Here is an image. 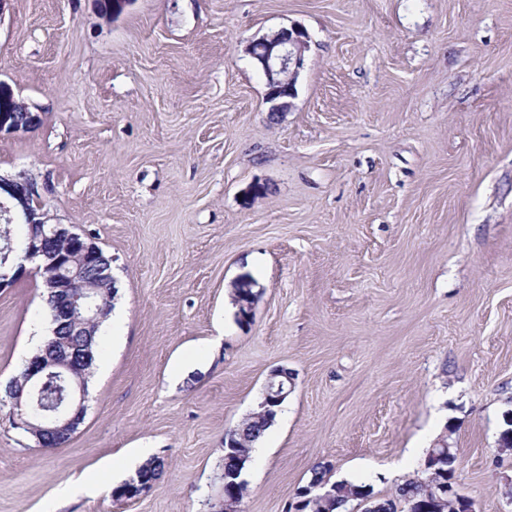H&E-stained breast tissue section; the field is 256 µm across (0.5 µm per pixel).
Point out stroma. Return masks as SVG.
<instances>
[{"label":"stroma","mask_w":512,"mask_h":512,"mask_svg":"<svg viewBox=\"0 0 512 512\" xmlns=\"http://www.w3.org/2000/svg\"><path fill=\"white\" fill-rule=\"evenodd\" d=\"M294 24L274 119L245 48ZM0 91L39 116L0 133V173L44 184L118 287L71 439L0 408V512H211L276 367L295 387L242 512H287L321 463L392 497L443 436L477 512H512V0H9ZM48 333L38 274L0 291L1 383ZM139 448L165 473L116 500Z\"/></svg>","instance_id":"stroma-1"}]
</instances>
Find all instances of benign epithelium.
Listing matches in <instances>:
<instances>
[{"label": "benign epithelium", "instance_id": "benign-epithelium-1", "mask_svg": "<svg viewBox=\"0 0 512 512\" xmlns=\"http://www.w3.org/2000/svg\"><path fill=\"white\" fill-rule=\"evenodd\" d=\"M134 3V0H99L100 14L114 20ZM309 49V35L300 26L281 28L252 41L247 48L254 67L264 76L268 88L270 111L286 110L288 99L295 96V83ZM38 122V115L13 98L0 100V130H25ZM0 218L5 223L15 221L28 228L20 249L11 244L3 249L0 263L10 265L12 273L0 274V289L28 275L27 265L46 272L43 287L53 300L51 322L61 333H52L42 353L31 357L22 371L5 388L12 402L11 424L33 437L37 447L51 449L64 445L84 420L87 391L84 375L95 360L99 329L111 308L99 302L101 291L116 292V280L110 263L101 257L100 247L92 238L75 231L72 224L53 221L45 208L42 188L37 180L25 175L0 174ZM49 240L66 244L58 253L46 248ZM97 271L96 284L82 287L91 271ZM58 380L65 391L61 407L40 415L31 422L32 402L37 399L45 382ZM294 388V377L284 367L273 369L265 387L264 411L274 414V407L284 402ZM435 502L445 505L452 501L457 512H476L474 501L459 492L454 475L437 486Z\"/></svg>", "mask_w": 512, "mask_h": 512}]
</instances>
